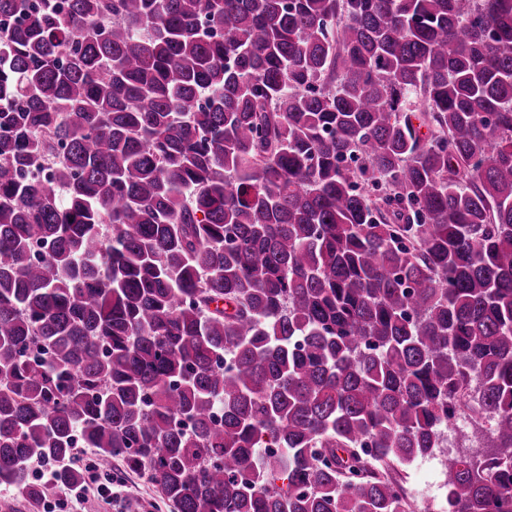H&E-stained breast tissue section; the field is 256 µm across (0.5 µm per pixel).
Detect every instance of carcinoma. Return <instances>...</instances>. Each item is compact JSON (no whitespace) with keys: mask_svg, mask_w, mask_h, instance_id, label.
<instances>
[{"mask_svg":"<svg viewBox=\"0 0 512 512\" xmlns=\"http://www.w3.org/2000/svg\"><path fill=\"white\" fill-rule=\"evenodd\" d=\"M0 17V488L80 445L175 512H421L471 419L449 512H512V0ZM423 459L419 458L406 469L405 478L406 487L419 500V504L422 500H428L429 496L438 494L436 484L441 480L440 473H436L427 464H424Z\"/></svg>","mask_w":512,"mask_h":512,"instance_id":"obj_1","label":"carcinoma"}]
</instances>
